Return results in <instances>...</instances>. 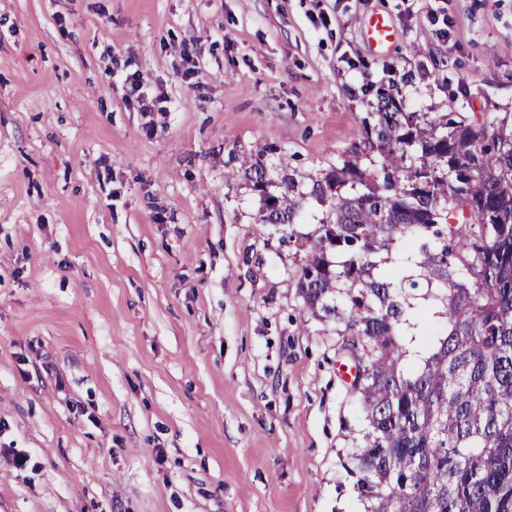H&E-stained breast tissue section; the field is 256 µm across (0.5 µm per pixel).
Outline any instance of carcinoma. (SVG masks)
Instances as JSON below:
<instances>
[{"mask_svg":"<svg viewBox=\"0 0 512 512\" xmlns=\"http://www.w3.org/2000/svg\"><path fill=\"white\" fill-rule=\"evenodd\" d=\"M376 96L359 143L308 192L259 158L245 173L264 224L305 223L308 198L328 208L298 288L353 337L369 512H512V113Z\"/></svg>","mask_w":512,"mask_h":512,"instance_id":"1","label":"carcinoma"}]
</instances>
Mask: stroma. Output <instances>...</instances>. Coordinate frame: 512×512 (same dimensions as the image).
Wrapping results in <instances>:
<instances>
[{"instance_id": "stroma-1", "label": "stroma", "mask_w": 512, "mask_h": 512, "mask_svg": "<svg viewBox=\"0 0 512 512\" xmlns=\"http://www.w3.org/2000/svg\"><path fill=\"white\" fill-rule=\"evenodd\" d=\"M392 76L512 113V0H0V512H364L323 209L261 223L242 161L309 188ZM366 36L373 50L378 55H384L389 52L395 37L388 18L380 13L369 17L366 26Z\"/></svg>"}]
</instances>
